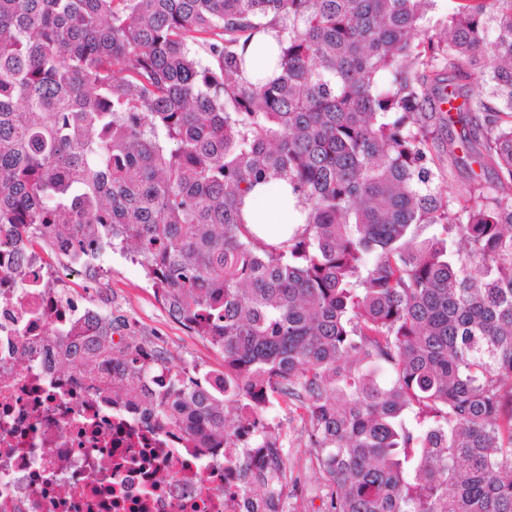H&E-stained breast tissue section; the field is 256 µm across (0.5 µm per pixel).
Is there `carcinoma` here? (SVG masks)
<instances>
[{"mask_svg": "<svg viewBox=\"0 0 512 512\" xmlns=\"http://www.w3.org/2000/svg\"><path fill=\"white\" fill-rule=\"evenodd\" d=\"M434 2L0 0V246L131 255L223 358L95 305L58 366L185 448L241 439L264 512L292 493L280 402L326 512H512V0L426 28ZM278 181L298 223L269 238L244 207ZM247 56L249 59L247 74L249 77H252L255 73H261L265 79H273L278 75L273 65L268 61L270 53L264 42L262 44L252 43L248 48Z\"/></svg>", "mask_w": 512, "mask_h": 512, "instance_id": "1", "label": "carcinoma"}]
</instances>
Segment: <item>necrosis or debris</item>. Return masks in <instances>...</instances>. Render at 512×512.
<instances>
[{
	"label": "necrosis or debris",
	"mask_w": 512,
	"mask_h": 512,
	"mask_svg": "<svg viewBox=\"0 0 512 512\" xmlns=\"http://www.w3.org/2000/svg\"><path fill=\"white\" fill-rule=\"evenodd\" d=\"M57 285L34 255L0 247V512H255L241 449H182L144 411H113L56 372L51 334L95 322Z\"/></svg>",
	"instance_id": "obj_1"
}]
</instances>
